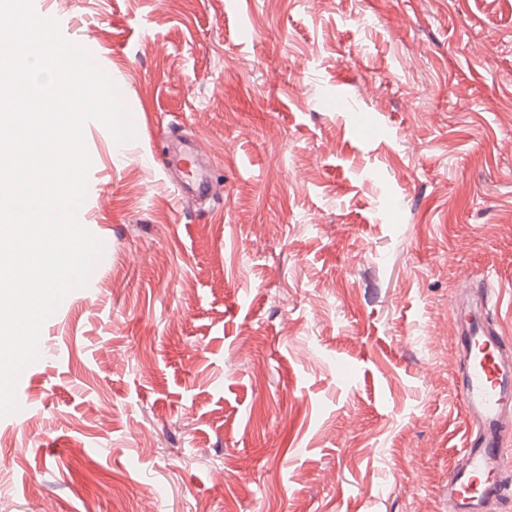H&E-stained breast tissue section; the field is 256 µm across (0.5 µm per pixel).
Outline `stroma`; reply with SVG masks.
Returning a JSON list of instances; mask_svg holds the SVG:
<instances>
[{
    "mask_svg": "<svg viewBox=\"0 0 512 512\" xmlns=\"http://www.w3.org/2000/svg\"><path fill=\"white\" fill-rule=\"evenodd\" d=\"M136 133L0 419V512H445L461 272L512 333V0H51ZM248 30L250 40L240 38ZM341 94L346 112L324 109ZM183 120L214 197L149 163Z\"/></svg>",
    "mask_w": 512,
    "mask_h": 512,
    "instance_id": "35a3bbf8",
    "label": "stroma"
}]
</instances>
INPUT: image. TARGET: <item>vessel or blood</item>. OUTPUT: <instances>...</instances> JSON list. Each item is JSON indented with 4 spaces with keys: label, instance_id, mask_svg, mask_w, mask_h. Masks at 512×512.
I'll use <instances>...</instances> for the list:
<instances>
[{
    "label": "vessel or blood",
    "instance_id": "1",
    "mask_svg": "<svg viewBox=\"0 0 512 512\" xmlns=\"http://www.w3.org/2000/svg\"><path fill=\"white\" fill-rule=\"evenodd\" d=\"M199 142L164 150L154 162L162 174L179 173L178 194L209 188ZM476 302L456 297L461 368L454 390L467 423L460 459L448 475V512H499L512 500V341L502 335L494 312L499 292L492 282L477 288Z\"/></svg>",
    "mask_w": 512,
    "mask_h": 512
}]
</instances>
